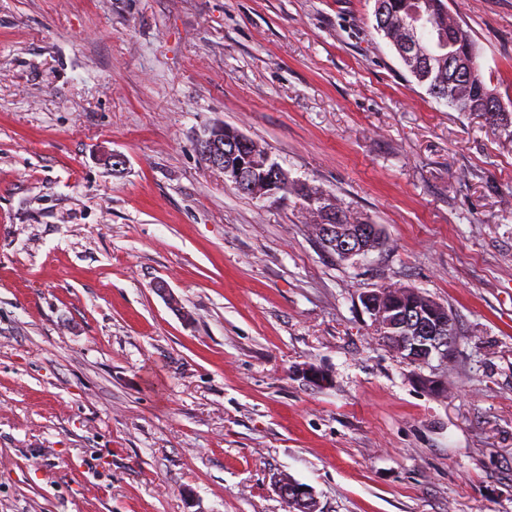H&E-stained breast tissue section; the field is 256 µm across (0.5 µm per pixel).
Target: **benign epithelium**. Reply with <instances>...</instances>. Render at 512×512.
<instances>
[{"instance_id":"obj_1","label":"benign epithelium","mask_w":512,"mask_h":512,"mask_svg":"<svg viewBox=\"0 0 512 512\" xmlns=\"http://www.w3.org/2000/svg\"><path fill=\"white\" fill-rule=\"evenodd\" d=\"M236 149L224 151V126L217 125L205 132L198 140V150L206 163L228 174L238 182L244 191L256 196L273 197L288 180V174L277 166H270V158H265L262 165L256 164V147L252 139L236 133L232 142ZM371 319L395 331L393 350L404 360L419 366H428L433 358L448 363L450 358V340L447 337L450 321L440 318L434 322L426 319L431 314L429 308L416 310L409 315L394 307L381 308L370 301H365ZM276 486L281 496L287 500L295 512L316 510V499L311 488L292 480L280 479Z\"/></svg>"}]
</instances>
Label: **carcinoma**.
<instances>
[{
	"label": "carcinoma",
	"instance_id": "obj_1",
	"mask_svg": "<svg viewBox=\"0 0 512 512\" xmlns=\"http://www.w3.org/2000/svg\"><path fill=\"white\" fill-rule=\"evenodd\" d=\"M374 15L377 31L398 53L410 36L412 22L418 16L425 17L427 41L419 42L413 55L400 56L406 69L437 100L457 112L479 113L489 125L512 138V112L503 107L496 89L485 82L480 71V46L449 9L447 0H376ZM288 195L301 201L309 230L325 252L349 259L351 254L345 248L349 243L359 244L368 252L388 246L379 225L352 212L336 197L305 183L288 184L283 196ZM326 224L333 227L328 240L323 236ZM371 300L403 310L425 303L435 315L449 318L448 335L457 341L456 323L448 308L417 289L389 283L376 290Z\"/></svg>",
	"mask_w": 512,
	"mask_h": 512
}]
</instances>
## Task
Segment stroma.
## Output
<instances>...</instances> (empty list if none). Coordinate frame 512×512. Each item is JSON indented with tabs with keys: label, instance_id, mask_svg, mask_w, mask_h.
<instances>
[{
	"label": "stroma",
	"instance_id": "obj_1",
	"mask_svg": "<svg viewBox=\"0 0 512 512\" xmlns=\"http://www.w3.org/2000/svg\"><path fill=\"white\" fill-rule=\"evenodd\" d=\"M448 6L512 111V0ZM374 10L0 0V512H289L278 477L318 512H512V138ZM219 123L388 250L338 259L295 197L237 191L199 155ZM386 283L452 311L447 364L377 336ZM276 486L281 496L291 505L293 511H316V499L311 488L288 479H278Z\"/></svg>",
	"mask_w": 512,
	"mask_h": 512
}]
</instances>
